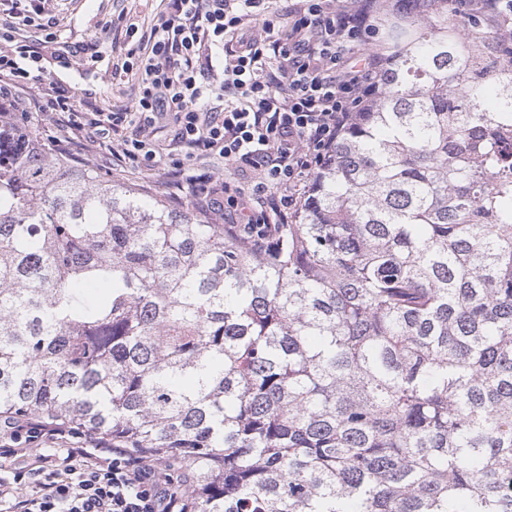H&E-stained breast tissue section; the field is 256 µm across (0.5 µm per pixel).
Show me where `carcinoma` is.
<instances>
[{"label": "carcinoma", "mask_w": 512, "mask_h": 512, "mask_svg": "<svg viewBox=\"0 0 512 512\" xmlns=\"http://www.w3.org/2000/svg\"><path fill=\"white\" fill-rule=\"evenodd\" d=\"M410 2L271 254L0 123V415L187 512H512V5Z\"/></svg>", "instance_id": "carcinoma-1"}]
</instances>
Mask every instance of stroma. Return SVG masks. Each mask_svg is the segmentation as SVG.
<instances>
[{"label": "stroma", "mask_w": 512, "mask_h": 512, "mask_svg": "<svg viewBox=\"0 0 512 512\" xmlns=\"http://www.w3.org/2000/svg\"><path fill=\"white\" fill-rule=\"evenodd\" d=\"M42 4L46 15L58 20L57 32L72 48L68 64L46 59L44 83L71 89L81 96L91 95L98 105L107 109L132 105L138 92L136 77L113 79L112 62L108 59L94 67L85 65L79 48L90 42L111 43L112 34L103 30L106 20L125 10L138 22H146L159 8L160 0H42ZM181 156V149L167 141L163 144L161 163L152 171H134L114 163L107 165L89 155L83 156L81 163L96 170L102 178L160 197L174 209L189 207L210 215L215 223H223V215L213 212L208 199L185 191L177 194L169 186L167 173L172 168L171 162Z\"/></svg>", "instance_id": "obj_1"}]
</instances>
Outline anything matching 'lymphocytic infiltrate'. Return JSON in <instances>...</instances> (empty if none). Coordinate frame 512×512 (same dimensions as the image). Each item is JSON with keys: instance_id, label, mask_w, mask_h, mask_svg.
Here are the masks:
<instances>
[{"instance_id": "lymphocytic-infiltrate-1", "label": "lymphocytic infiltrate", "mask_w": 512, "mask_h": 512, "mask_svg": "<svg viewBox=\"0 0 512 512\" xmlns=\"http://www.w3.org/2000/svg\"><path fill=\"white\" fill-rule=\"evenodd\" d=\"M0 21V101L54 119L59 154L108 147L133 170L158 166V130L184 148L175 181L195 183L185 163L216 155L234 168L213 208L253 252L269 251L282 224L309 196V183L337 137L377 91L369 48L378 0H167L149 29L119 13L133 105L85 107L63 89L38 92L45 53L64 55L41 0H10ZM37 26L39 44L15 41ZM160 459L111 436L32 419L0 423V512H183Z\"/></svg>"}]
</instances>
